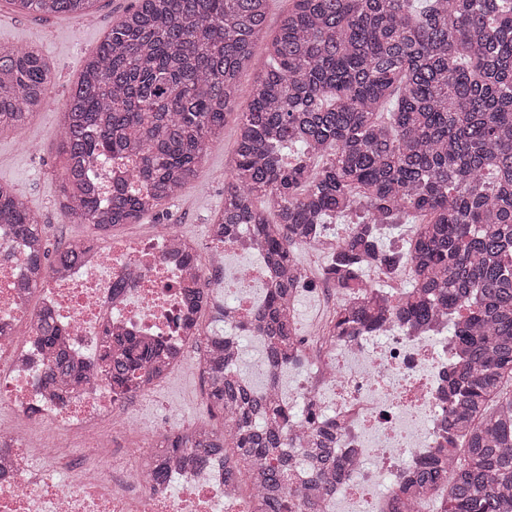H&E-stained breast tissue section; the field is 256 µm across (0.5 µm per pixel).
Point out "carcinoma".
Segmentation results:
<instances>
[{
	"label": "carcinoma",
	"instance_id": "obj_1",
	"mask_svg": "<svg viewBox=\"0 0 512 512\" xmlns=\"http://www.w3.org/2000/svg\"><path fill=\"white\" fill-rule=\"evenodd\" d=\"M8 2L19 14L79 17L95 0ZM269 2L138 0L113 24L59 122L61 210L95 229L159 212L224 132L241 73L259 68L239 113L222 222L209 236L233 237L247 225L282 269L251 327L264 366L299 361L290 304L303 268L294 248L362 196L365 215L325 270L342 299L335 335L447 315L448 340L463 352L441 409L448 448L418 467L414 483L437 492L441 512H512V0H293L259 67ZM51 81L38 48L0 44V131L44 111ZM117 155L138 164L102 195L95 164ZM0 224L32 243L36 271L61 273L86 250L84 238L49 253L39 215L1 182ZM380 224L397 238L411 225L405 246L384 245ZM373 262L391 273L412 265L396 303L364 289ZM35 333L51 352L47 382L80 383L84 370L49 316H38ZM165 360L163 344L110 332L98 352L119 397ZM206 372L207 405L227 429L164 436L160 461L203 460L223 448L236 459L228 478L251 485L261 512H315L317 499L293 489L295 474L310 472L328 495L349 468L326 415L310 414L305 447L287 451L288 403L248 390L217 353Z\"/></svg>",
	"mask_w": 512,
	"mask_h": 512
}]
</instances>
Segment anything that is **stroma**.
Segmentation results:
<instances>
[{"mask_svg": "<svg viewBox=\"0 0 512 512\" xmlns=\"http://www.w3.org/2000/svg\"><path fill=\"white\" fill-rule=\"evenodd\" d=\"M136 0H97L94 11L85 17L65 15L39 17L15 13L8 0H0V43L37 46L54 78L49 86V108L36 113L24 126L0 132V181L11 184L24 197L46 226L50 248L61 247L86 237L88 229L71 223L59 210L57 175L64 160L57 153L58 114L70 89L78 80L85 62L97 51L112 25L131 10ZM255 71L242 74L243 90L237 110L228 114L224 134L214 141L198 175L171 200L158 215L123 227L125 236L147 239L162 224H171L199 243L209 240L208 224L224 205V170L234 158L237 115L249 105L247 92ZM139 427L150 428L165 421L179 426L207 422L221 428V418L211 416L204 400V384L194 359H187L166 382L157 402L131 401Z\"/></svg>", "mask_w": 512, "mask_h": 512, "instance_id": "obj_1", "label": "stroma"}]
</instances>
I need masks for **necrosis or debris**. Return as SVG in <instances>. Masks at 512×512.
Masks as SVG:
<instances>
[{"mask_svg":"<svg viewBox=\"0 0 512 512\" xmlns=\"http://www.w3.org/2000/svg\"><path fill=\"white\" fill-rule=\"evenodd\" d=\"M225 266L201 307L189 309L183 287L189 275ZM29 276L26 245L0 225V408L50 434L29 452L9 423L0 421V512H258L244 484L228 482L230 454L199 462L186 456L167 461L162 478L147 475L143 460L167 424L126 439L131 412L94 374L64 397L46 390V352L34 332H21L31 298L53 317L68 351L93 364L111 327L163 341L167 373L183 364L207 328L204 316L231 325L252 323L261 307L258 288L272 271L260 239L240 232L213 240L207 251L189 250L174 226H160L145 240L116 230L98 232L81 261L61 275L38 282L37 296L22 286ZM321 324L303 352L306 365L289 366L294 385L289 403L330 410L338 453L350 471L320 512H396L392 492L409 485L415 468L444 446L447 431L436 420L457 370L460 353L448 342V327L427 331L397 323L333 338Z\"/></svg>","mask_w":512,"mask_h":512,"instance_id":"1","label":"necrosis or debris"}]
</instances>
